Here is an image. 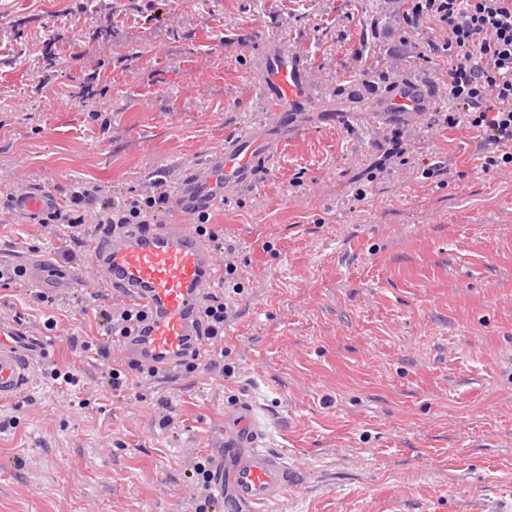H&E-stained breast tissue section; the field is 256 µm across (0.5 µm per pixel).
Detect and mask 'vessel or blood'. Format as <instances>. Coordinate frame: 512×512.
<instances>
[{
  "instance_id": "vessel-or-blood-1",
  "label": "vessel or blood",
  "mask_w": 512,
  "mask_h": 512,
  "mask_svg": "<svg viewBox=\"0 0 512 512\" xmlns=\"http://www.w3.org/2000/svg\"><path fill=\"white\" fill-rule=\"evenodd\" d=\"M260 90L279 104L278 134L294 126L309 95V81L299 58L286 47H275L259 61ZM435 104L431 92L417 84L401 86L387 105L388 112L404 116ZM270 141L247 128L226 145L213 162L182 179L174 193L170 214L154 236L142 240L122 235L93 245V260L101 269L104 287L125 291L127 304L148 312L150 331L138 342H123L125 354L171 371L195 334L193 316L220 272L212 259L211 241L186 224L188 210L219 204L224 190L252 181L257 161L266 156ZM53 196L31 192L15 203L28 217L54 204ZM14 324L0 317V401L12 399L31 386L34 369L47 345L35 336L13 334ZM264 435L248 408L224 418V468L214 491L224 501V512H265L283 497L293 476L279 456L264 451Z\"/></svg>"
}]
</instances>
